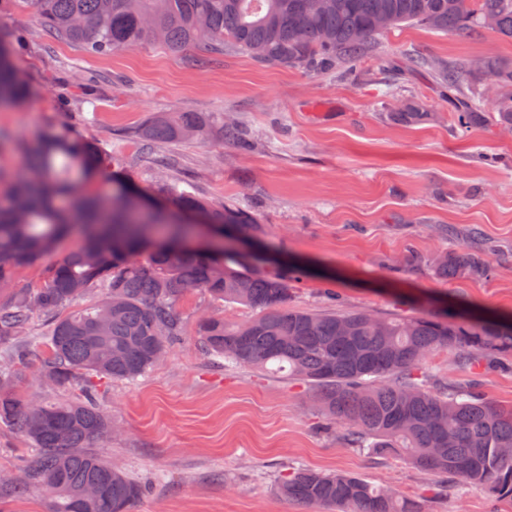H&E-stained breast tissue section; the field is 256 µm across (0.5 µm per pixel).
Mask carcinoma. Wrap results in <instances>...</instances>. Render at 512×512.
<instances>
[{
    "instance_id": "carcinoma-1",
    "label": "carcinoma",
    "mask_w": 512,
    "mask_h": 512,
    "mask_svg": "<svg viewBox=\"0 0 512 512\" xmlns=\"http://www.w3.org/2000/svg\"><path fill=\"white\" fill-rule=\"evenodd\" d=\"M32 5L44 29L94 56L162 43L193 46L199 60L233 48L265 67L346 72L377 50L384 30L416 24L469 40L483 32L512 40V0H17ZM387 20L380 25L381 20ZM14 45L0 34V106L28 96L14 64ZM456 92L454 116L467 129L490 121L512 128V94L486 114L483 90L469 76L481 71L512 84V59L426 62ZM204 112H161L137 130L146 149L205 135ZM22 171L0 169V344L20 345L0 366V421L34 448L21 476L5 484L17 496L39 491L49 512H132L143 488L93 452L112 435L99 404L97 382L133 381L151 370L184 334L177 304L181 285L195 283L217 302L242 305L249 320L230 323L204 315L196 321L207 354L239 367L288 368L311 386L327 429H340L354 448L377 457L403 456L448 482L476 486L512 500V409L483 397L478 383L437 393L426 386L423 362L453 348L457 363L512 368V318L448 306L438 312L385 318L366 311L313 312L291 305L293 287L308 275L256 265L231 246L221 253L182 248L193 224H216L261 238L250 211L216 206L171 179L153 206L126 179H113L106 196L84 183L111 165L94 139L48 130L17 142ZM77 231L83 244L52 268L38 288H16V272L52 252ZM146 251L145 261L133 253ZM442 279L490 273L485 259L465 247L434 255ZM48 355L40 377L75 397L28 406L16 391L22 369ZM276 492L299 505L337 512H420L410 499L347 473L297 468Z\"/></svg>"
}]
</instances>
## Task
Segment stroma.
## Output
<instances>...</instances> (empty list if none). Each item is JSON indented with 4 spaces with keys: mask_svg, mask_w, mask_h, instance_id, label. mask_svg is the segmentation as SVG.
I'll use <instances>...</instances> for the list:
<instances>
[{
    "mask_svg": "<svg viewBox=\"0 0 512 512\" xmlns=\"http://www.w3.org/2000/svg\"><path fill=\"white\" fill-rule=\"evenodd\" d=\"M0 28L16 41L15 62L32 92L0 110V131L9 137L61 127L99 140L154 195L161 175L137 129L156 112L208 113L205 139L162 144L157 156L171 161L169 173L184 189L255 213L267 250L284 266L309 268L295 286V306L408 316L426 304L463 301L512 315V130L460 128L447 85L408 64L412 56L451 64L511 59L512 40L486 33L462 41L403 26L384 33L378 52L339 78L263 67L232 49L202 65L192 48L159 44L90 56L52 39L16 0H0ZM414 105L429 112L428 122L391 120ZM228 120L240 124V140H224ZM79 243V235L64 237L17 271L15 287H39ZM461 246L480 253L490 274L443 280L407 261ZM178 308L186 331L164 358L136 381L98 390L112 420L98 452L144 488L133 512H303L274 490L291 467L359 476L415 499L422 512H512V501L485 489L440 493L433 476L411 463L351 447L340 431L323 429L308 385L227 367L200 349L199 316L242 322L250 309L201 292L186 294ZM423 370L433 391L474 379L486 399L512 407V371L471 375L451 349L431 355ZM30 453L0 422V481L18 477Z\"/></svg>",
    "mask_w": 512,
    "mask_h": 512,
    "instance_id": "35a3bbf8",
    "label": "stroma"
}]
</instances>
